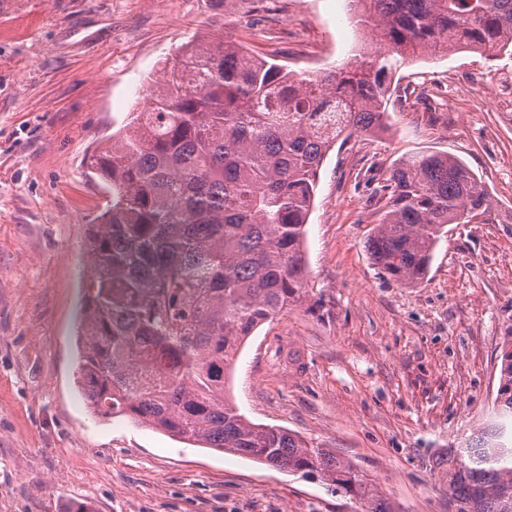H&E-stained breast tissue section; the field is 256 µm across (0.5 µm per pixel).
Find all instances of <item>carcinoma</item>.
Segmentation results:
<instances>
[{"mask_svg":"<svg viewBox=\"0 0 512 512\" xmlns=\"http://www.w3.org/2000/svg\"><path fill=\"white\" fill-rule=\"evenodd\" d=\"M384 49L301 77L240 45L185 44L142 106L90 160L112 199L90 225L78 384L92 412L232 452L399 512L352 462L224 400L227 366L253 333L308 301L305 240L316 181L336 142L384 129L395 75L451 49L512 55V0H352ZM368 250L413 286L450 224L490 210L447 153L400 161L376 188ZM496 402L512 419V336ZM455 512H512V439L491 423L439 459Z\"/></svg>","mask_w":512,"mask_h":512,"instance_id":"1","label":"carcinoma"}]
</instances>
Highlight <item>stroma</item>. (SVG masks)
Wrapping results in <instances>:
<instances>
[{
    "label": "stroma",
    "instance_id": "35a3bbf8",
    "mask_svg": "<svg viewBox=\"0 0 512 512\" xmlns=\"http://www.w3.org/2000/svg\"><path fill=\"white\" fill-rule=\"evenodd\" d=\"M235 41L319 76L368 46L349 0H0V512H365L363 500L85 405L76 382L87 229L109 200L91 152L191 41ZM512 56L403 67L388 129L335 146L306 236L312 308L261 326L225 397L354 463L401 512H455L438 456L494 422L512 334V112L485 102ZM481 180L484 223L452 224L406 286L367 250L377 182L418 153Z\"/></svg>",
    "mask_w": 512,
    "mask_h": 512
}]
</instances>
